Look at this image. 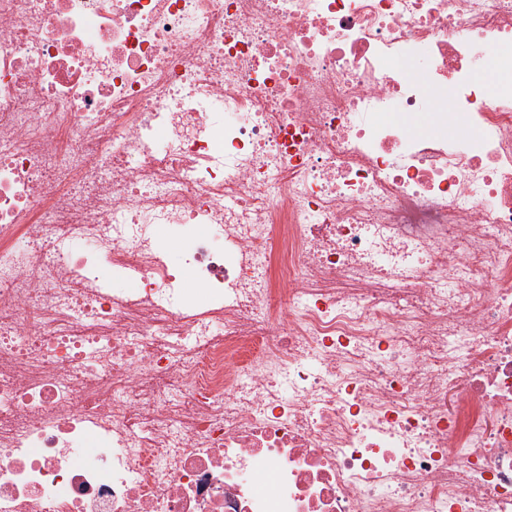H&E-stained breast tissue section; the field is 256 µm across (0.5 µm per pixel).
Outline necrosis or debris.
Listing matches in <instances>:
<instances>
[{
	"label": "necrosis or debris",
	"instance_id": "4bbe7bcc",
	"mask_svg": "<svg viewBox=\"0 0 512 512\" xmlns=\"http://www.w3.org/2000/svg\"><path fill=\"white\" fill-rule=\"evenodd\" d=\"M484 62L512 0H0V512H512Z\"/></svg>",
	"mask_w": 512,
	"mask_h": 512
}]
</instances>
